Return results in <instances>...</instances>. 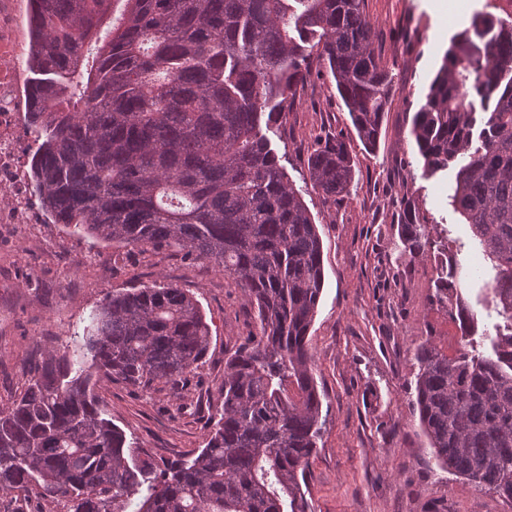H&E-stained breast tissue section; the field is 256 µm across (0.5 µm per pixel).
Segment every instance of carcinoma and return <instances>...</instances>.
<instances>
[{
  "label": "carcinoma",
  "instance_id": "1",
  "mask_svg": "<svg viewBox=\"0 0 512 512\" xmlns=\"http://www.w3.org/2000/svg\"><path fill=\"white\" fill-rule=\"evenodd\" d=\"M115 2L29 0L32 196L75 235L220 268L256 333L225 360L204 447L160 467L95 387L118 377L179 389L210 326L171 284L107 295L0 410V493L61 497L68 512H308L301 481L323 426L309 344L322 242L269 134L318 61L376 149L391 75L365 0H122L117 19ZM411 135L426 174L454 172L449 204L495 270L482 304L496 314L479 326L459 255L437 265L432 302L457 322L460 348L450 357L430 337L414 348L412 405L441 468L512 501V21L479 12L452 37ZM307 169L324 199L342 197L354 178L344 138H318ZM398 235L413 257L433 247L413 201Z\"/></svg>",
  "mask_w": 512,
  "mask_h": 512
}]
</instances>
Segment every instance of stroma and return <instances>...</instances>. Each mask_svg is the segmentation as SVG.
<instances>
[{"label":"stroma","mask_w":512,"mask_h":512,"mask_svg":"<svg viewBox=\"0 0 512 512\" xmlns=\"http://www.w3.org/2000/svg\"><path fill=\"white\" fill-rule=\"evenodd\" d=\"M482 11L512 21V0H366L373 48L392 72L378 149L363 147L334 80L316 71L280 129L276 149L317 224L325 276L309 331L326 418L303 486L311 512H512V502L478 491L430 454L410 401L412 352L430 336L455 355L460 332L429 300L434 259L403 255L397 235L402 200H416L449 251L468 254L473 282L494 277L448 204L452 172L425 175L410 135L441 53ZM321 133L343 134L355 158L354 181L336 201L309 185L307 156ZM112 252L60 224H17L0 237V408L21 392L29 365L63 350L108 294L164 281L190 291L201 306L212 333L204 363L175 392L117 378L102 381L98 393L139 448L156 462L173 461L203 447L224 361L254 332L253 310L207 262L134 251L116 267Z\"/></svg>","instance_id":"stroma-1"}]
</instances>
